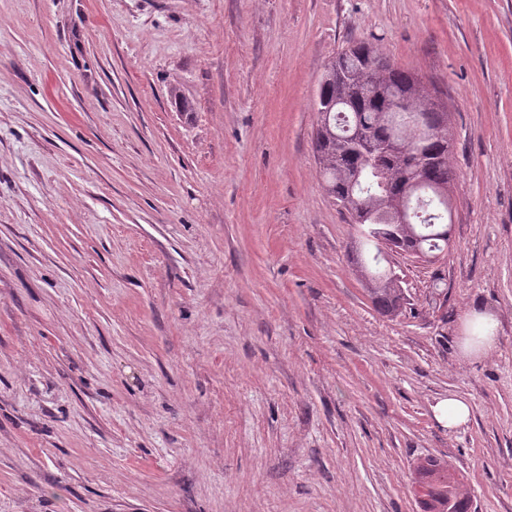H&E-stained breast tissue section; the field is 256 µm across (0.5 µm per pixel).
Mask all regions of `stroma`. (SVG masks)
Returning a JSON list of instances; mask_svg holds the SVG:
<instances>
[{
  "label": "stroma",
  "mask_w": 512,
  "mask_h": 512,
  "mask_svg": "<svg viewBox=\"0 0 512 512\" xmlns=\"http://www.w3.org/2000/svg\"><path fill=\"white\" fill-rule=\"evenodd\" d=\"M353 41L454 139L396 317L314 151ZM428 455L512 512V0H0V512H420ZM464 323L469 334L460 338V352L464 358L485 357L496 347L495 317L484 310L472 309L465 313ZM470 413L471 409L466 401L452 396L440 400L434 406L435 419L448 430H456L467 424Z\"/></svg>",
  "instance_id": "obj_1"
}]
</instances>
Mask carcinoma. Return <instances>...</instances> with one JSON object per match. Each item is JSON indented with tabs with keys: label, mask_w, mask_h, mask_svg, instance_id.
<instances>
[{
	"label": "carcinoma",
	"mask_w": 512,
	"mask_h": 512,
	"mask_svg": "<svg viewBox=\"0 0 512 512\" xmlns=\"http://www.w3.org/2000/svg\"><path fill=\"white\" fill-rule=\"evenodd\" d=\"M401 98L405 110L393 111ZM312 108L325 189L360 228L356 265L371 303L383 315H397L406 296L384 266L388 257L420 251L439 261L448 254L451 224L442 191L451 190L454 173L447 106L433 100L418 74L359 42L327 65ZM358 130L374 141L396 140L407 151L369 158L353 148ZM399 209L406 223L393 224ZM414 484L426 488L418 498L421 512H469L470 497L447 460L419 459Z\"/></svg>",
	"instance_id": "1"
}]
</instances>
